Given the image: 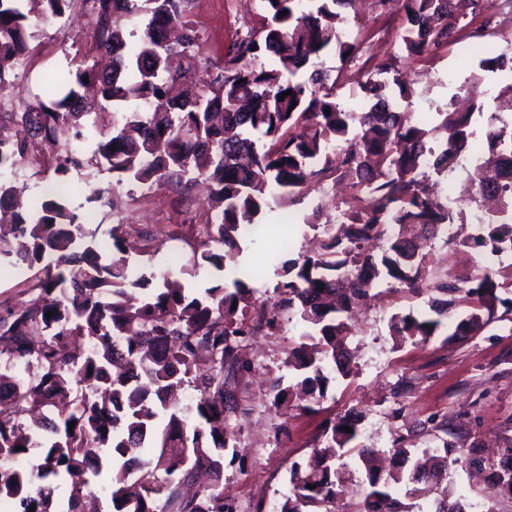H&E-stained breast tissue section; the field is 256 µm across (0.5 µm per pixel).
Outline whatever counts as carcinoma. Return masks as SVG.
Masks as SVG:
<instances>
[{
    "instance_id": "1",
    "label": "carcinoma",
    "mask_w": 512,
    "mask_h": 512,
    "mask_svg": "<svg viewBox=\"0 0 512 512\" xmlns=\"http://www.w3.org/2000/svg\"><path fill=\"white\" fill-rule=\"evenodd\" d=\"M95 22L97 49L110 57L75 54L46 80L48 101L0 113L15 128L0 137V166L33 159L57 174L91 167L117 183L156 184L181 194L208 183L206 236L191 245L183 272L209 268L215 285L193 291L169 274L131 273L124 222L97 237L67 211L57 184L27 209L10 181H0V261L35 271L27 304L0 307V509L3 512H101L89 480L72 483L66 503L54 483L90 475L112 483V512H234L219 490L230 448L229 380L243 368L242 342L277 326V310L299 316L302 342L285 359L296 382L274 384L273 404L324 397L332 368L350 374L346 339L352 310L377 297V286L433 293L430 312L397 313L395 335L426 343L449 311L461 316L457 336L479 333L489 319L498 279L491 264L471 278H429L426 257L387 224L437 230L452 221L427 170L450 180L463 174L497 208L480 216L472 245L491 255L512 252V118L501 112H438L443 141L423 115L401 108L410 91L391 60L359 82L366 109L336 99L335 68L323 56L334 47L341 63L359 50L345 31L352 0H259V28L238 36L215 60L200 55L202 36L187 20L190 0H83ZM402 50L435 56L463 29L455 0H402ZM74 0H0V82L10 76L35 37L29 20L65 16ZM285 16H280V13ZM143 16L134 48L124 19ZM484 72L512 74V56L477 44ZM270 60L265 64L262 59ZM94 86L112 105V129L98 134L97 104L81 90ZM293 94L282 97L283 92ZM330 112H325V109ZM92 142L80 157L69 140ZM349 177L348 208L305 224L323 223L322 252L282 264L276 309L250 307V275L235 263L238 241L261 225L279 198L293 197L336 172ZM52 316H47V313ZM196 392L194 421L173 402ZM74 427H69L70 423ZM360 420L344 415L324 429L325 444L290 469L291 494L277 512H336V486L356 480L359 512H410L392 496L400 484L427 495L457 463L448 445L416 455L396 442L394 467L382 478L376 449L350 445ZM348 426L351 431L342 430ZM24 450L19 451L17 447ZM41 449L38 463L6 462ZM495 480L512 494V448Z\"/></svg>"
}]
</instances>
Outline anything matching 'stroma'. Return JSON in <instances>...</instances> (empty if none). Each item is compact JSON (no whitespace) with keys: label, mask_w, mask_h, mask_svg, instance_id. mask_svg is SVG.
<instances>
[{"label":"stroma","mask_w":512,"mask_h":512,"mask_svg":"<svg viewBox=\"0 0 512 512\" xmlns=\"http://www.w3.org/2000/svg\"><path fill=\"white\" fill-rule=\"evenodd\" d=\"M257 9L249 0H224V22L211 26L204 37L201 54L220 57L226 42L255 24ZM403 12L392 6L381 14L373 0H360L357 14L347 29L361 43L358 55L344 66L347 83L338 94L351 108H359L356 82L366 74V59L380 61L392 56L411 90L407 101L414 112H446L456 97L471 88L482 90L485 111L498 110L488 91L498 75L481 71L476 58L464 55L460 44L481 41L498 50H512V0H496L492 21L485 30L465 27L456 44L443 48L432 58L410 57L398 47ZM65 58L47 56L41 67L25 73L14 72L7 83L20 104L43 97L45 77L64 67ZM0 178L13 182L23 199L40 193L48 184L61 183L63 203L68 211L92 225L109 228L112 212L103 201L94 200V190H111L112 175L88 168H70L65 175L36 166L19 169L0 167ZM123 214L129 238L135 248L129 264L138 273L178 276L186 287L203 290L213 283L211 270L195 275L181 273L188 259V239L207 219V206L200 194L186 196L169 188H159L147 202L120 187ZM334 210L331 182L310 187L291 201L274 206L262 226L242 242L241 268L251 271L252 311L272 308L278 299L277 284L283 261L306 252L317 236L303 218L315 205ZM449 211L459 232L431 238L429 270L436 275H475L472 263L475 248L464 240L476 231L477 206L470 199L453 203ZM148 232V248L137 245L141 232ZM177 250L170 266L158 262L161 250ZM489 324L477 335L449 340L440 329L430 341L397 344L390 318L406 310L427 311L428 296L401 290L372 299L355 312L348 348L352 354L351 374L332 381L324 399L308 407L273 404L275 380L291 381L283 365L289 347L299 343L303 326L291 314H281V329L263 331L247 338L241 350L245 363L234 377L231 390L236 410L229 416L237 455H225L222 485L225 498L237 512H276L290 490L289 471L293 462L305 460L320 442L327 422L345 414L359 415L360 444L388 452L394 439L422 451L449 444L457 450L459 462L452 466L444 482L452 498L467 505L491 504L496 512H512V496L494 485V473L503 459V450L512 447V310L506 305L512 288L497 291Z\"/></svg>","instance_id":"1"}]
</instances>
